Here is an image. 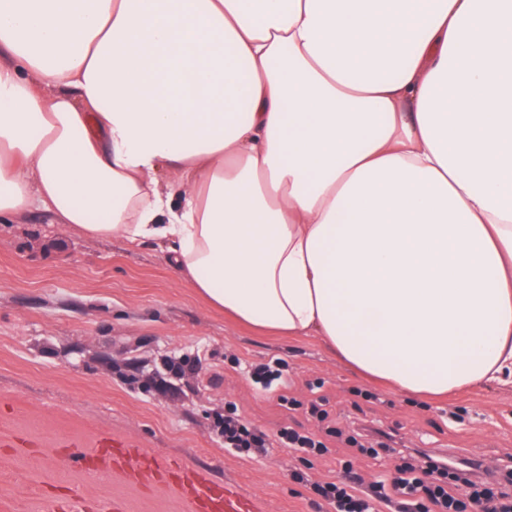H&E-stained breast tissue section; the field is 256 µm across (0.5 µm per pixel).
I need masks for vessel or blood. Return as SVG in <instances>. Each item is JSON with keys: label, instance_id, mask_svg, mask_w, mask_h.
I'll return each instance as SVG.
<instances>
[{"label": "vessel or blood", "instance_id": "obj_1", "mask_svg": "<svg viewBox=\"0 0 512 512\" xmlns=\"http://www.w3.org/2000/svg\"><path fill=\"white\" fill-rule=\"evenodd\" d=\"M100 465L126 482L147 489L170 490L184 512H259L256 498L231 483L212 482L202 471L177 461L160 460L143 449L127 445L121 459L98 454Z\"/></svg>", "mask_w": 512, "mask_h": 512}]
</instances>
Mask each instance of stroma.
Returning a JSON list of instances; mask_svg holds the SVG:
<instances>
[{
	"mask_svg": "<svg viewBox=\"0 0 512 512\" xmlns=\"http://www.w3.org/2000/svg\"><path fill=\"white\" fill-rule=\"evenodd\" d=\"M231 355L246 364L287 361L300 408L256 390L225 364ZM181 356L190 363L175 389L130 380L135 364L158 369ZM228 400L272 434L284 426L323 431L305 409L314 401L341 430L393 429L418 447L469 458L512 453L511 387L408 402L364 384L318 337L273 336L210 309L157 246L91 240L37 210L0 223V512H47L49 499L75 495L92 510L132 497L142 512H181L171 492H145L86 467H68L60 479L67 451L94 436L203 468L258 498L262 512H318L313 490L293 482L292 470L334 475L347 459L377 473L400 461L336 447L321 461L288 448L238 457L211 428V413Z\"/></svg>",
	"mask_w": 512,
	"mask_h": 512,
	"instance_id": "35a3bbf8",
	"label": "stroma"
}]
</instances>
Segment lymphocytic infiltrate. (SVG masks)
I'll list each match as a JSON object with an SVG mask.
<instances>
[{
  "label": "lymphocytic infiltrate",
  "mask_w": 512,
  "mask_h": 512,
  "mask_svg": "<svg viewBox=\"0 0 512 512\" xmlns=\"http://www.w3.org/2000/svg\"><path fill=\"white\" fill-rule=\"evenodd\" d=\"M247 374L260 389L276 395L280 405L289 404V370L283 359L249 365ZM213 428L223 438L225 449L244 458L275 443L318 456L329 452L323 441L293 429L269 435L239 414L230 401L223 411L214 412ZM440 460V455L432 453L425 465L409 464L369 481L349 469L314 481L298 470L291 471L290 477L310 484L318 497L319 512H476L480 504L485 505V512H512V496L498 489L500 481L512 482V465L489 471L482 463L464 458L450 471L439 469Z\"/></svg>",
  "instance_id": "lymphocytic-infiltrate-1"
}]
</instances>
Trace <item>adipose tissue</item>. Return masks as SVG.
<instances>
[{
	"instance_id": "ef3b65f1",
	"label": "adipose tissue",
	"mask_w": 512,
	"mask_h": 512,
	"mask_svg": "<svg viewBox=\"0 0 512 512\" xmlns=\"http://www.w3.org/2000/svg\"><path fill=\"white\" fill-rule=\"evenodd\" d=\"M32 209L395 394L510 381L512 0H0Z\"/></svg>"
}]
</instances>
